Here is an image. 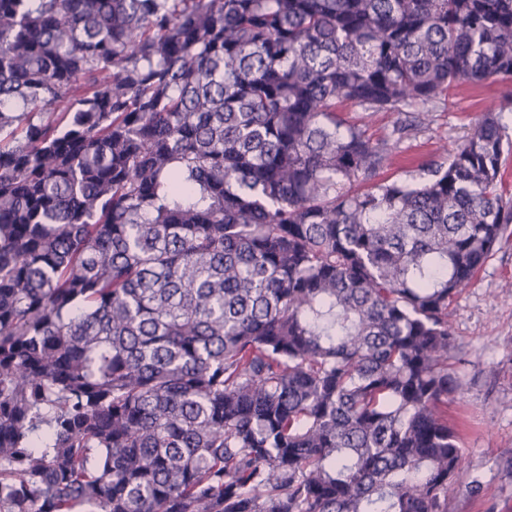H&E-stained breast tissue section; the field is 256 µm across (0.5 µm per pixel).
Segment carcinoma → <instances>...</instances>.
I'll use <instances>...</instances> for the list:
<instances>
[{
  "label": "carcinoma",
  "mask_w": 512,
  "mask_h": 512,
  "mask_svg": "<svg viewBox=\"0 0 512 512\" xmlns=\"http://www.w3.org/2000/svg\"><path fill=\"white\" fill-rule=\"evenodd\" d=\"M505 80L512 0H0V512H448L512 99L380 174ZM510 90L512 82L487 83L479 89L456 88L445 109L433 112V121L428 128L401 145L399 160L385 169L382 177L419 179L427 163L442 155L444 148L449 153L464 141L485 103L498 100ZM349 119L358 124H365L368 135L373 139H378L389 133L396 122L398 115L396 112H376L366 115L365 112H349Z\"/></svg>",
  "instance_id": "carcinoma-1"
}]
</instances>
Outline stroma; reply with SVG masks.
<instances>
[{"label": "stroma", "instance_id": "obj_1", "mask_svg": "<svg viewBox=\"0 0 512 512\" xmlns=\"http://www.w3.org/2000/svg\"><path fill=\"white\" fill-rule=\"evenodd\" d=\"M512 91V82L454 90L428 128L401 146L389 179L420 178L427 163L470 133L485 103ZM455 347L448 368L463 384L448 400L464 462L448 487V512H512V237L491 257L448 308Z\"/></svg>", "mask_w": 512, "mask_h": 512}]
</instances>
